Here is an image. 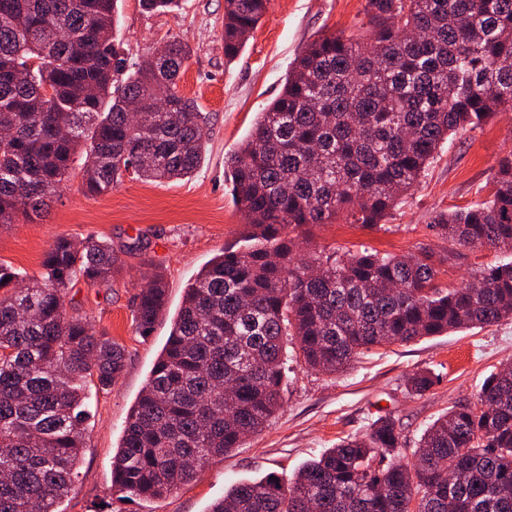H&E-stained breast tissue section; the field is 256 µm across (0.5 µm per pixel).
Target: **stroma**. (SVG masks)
<instances>
[{"instance_id": "1", "label": "stroma", "mask_w": 512, "mask_h": 512, "mask_svg": "<svg viewBox=\"0 0 512 512\" xmlns=\"http://www.w3.org/2000/svg\"><path fill=\"white\" fill-rule=\"evenodd\" d=\"M366 0H270L266 14L239 54L224 55V0H181L171 12H147L139 0H119V29L131 60L149 56L167 35L194 49L177 90L194 100L209 122L204 161L188 180L146 183L125 178L97 198L81 189L73 170L44 218L0 228V262L30 275L61 235L94 236L119 258L111 287L77 283L69 306L91 318L97 331L126 349V366L111 390L91 391L90 418L79 473L61 512H207L225 490L266 474L291 479L306 461L340 439L366 433L384 415L400 421L402 462L426 426L455 402L473 398L484 379L512 363V319L442 336L396 343L359 358L346 371L326 375L289 361L282 407L271 424L241 447L198 467L177 492L156 500H124L112 489V457L126 418L141 394L172 328L186 286L225 245L239 240L247 220L224 180V160L253 127L259 112L282 90L293 60L320 33H357ZM512 152V110L504 108L481 128L449 137L424 178L393 210L384 229L339 220L294 229L303 252L343 247L402 255L427 249L445 258L440 282L456 288L487 267L512 261V252L463 248L446 242L432 217L488 198L490 169ZM168 288L165 313L149 336L133 323L137 287L153 274ZM430 369L436 384L424 395L406 388L411 374Z\"/></svg>"}]
</instances>
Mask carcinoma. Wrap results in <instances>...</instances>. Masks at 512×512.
I'll use <instances>...</instances> for the list:
<instances>
[{
    "label": "carcinoma",
    "mask_w": 512,
    "mask_h": 512,
    "mask_svg": "<svg viewBox=\"0 0 512 512\" xmlns=\"http://www.w3.org/2000/svg\"><path fill=\"white\" fill-rule=\"evenodd\" d=\"M269 0H224V55L248 40ZM365 32L323 33L231 154L224 180L251 231L184 289L166 345L112 457V489L159 498L194 467L239 448L282 403L288 345L335 374L359 356L512 318V262L465 287L441 288L422 249L297 258L288 229L374 227L413 190L448 135L512 107V0H367ZM422 31L420 39L411 37ZM193 50L176 37L132 62L117 0H0V226L40 218L74 164L85 195L125 176L191 177L206 116L176 81ZM148 114L132 121L133 111ZM442 238L512 250V154L490 198L438 214ZM118 257L95 237L59 236L29 277L0 263V512H56L76 475L88 418L85 383L110 388L125 348L67 308L79 281L109 286ZM166 309L160 275L139 286L133 322L148 335ZM433 372L414 374L422 395ZM399 420L304 463L232 485L208 512H512V367L487 377L421 435L408 465ZM456 474L448 482V473Z\"/></svg>",
    "instance_id": "cac0c4a2"
}]
</instances>
